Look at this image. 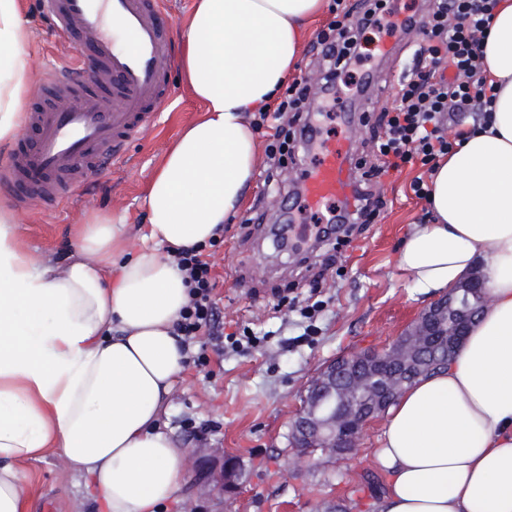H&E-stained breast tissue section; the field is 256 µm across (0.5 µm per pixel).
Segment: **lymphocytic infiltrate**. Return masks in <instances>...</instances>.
I'll return each mask as SVG.
<instances>
[{
  "label": "lymphocytic infiltrate",
  "mask_w": 512,
  "mask_h": 512,
  "mask_svg": "<svg viewBox=\"0 0 512 512\" xmlns=\"http://www.w3.org/2000/svg\"><path fill=\"white\" fill-rule=\"evenodd\" d=\"M497 0H431L412 39V65L399 79L395 104L387 113L381 136L370 145L374 165L358 160L361 175L355 200L361 222H371L380 199L371 182L388 172L409 165L434 171L438 158L452 152L460 136L459 116L488 114L495 88L483 74V40L486 24ZM376 12L366 9L353 17L345 0H336V18L320 29L311 45L315 61L300 78L287 86L286 95L274 111L254 113L250 125L261 130L274 122L275 132L265 141L264 154L270 167L285 164L293 152L294 129L309 124L311 107L330 112L336 96L314 98L321 86L336 82L341 66L354 57L361 30L375 24ZM173 258L184 274L189 301L175 325L186 342L213 333L217 286L212 265L201 245L175 249Z\"/></svg>",
  "instance_id": "1"
}]
</instances>
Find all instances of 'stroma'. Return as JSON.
I'll return each instance as SVG.
<instances>
[{"instance_id":"obj_1","label":"stroma","mask_w":512,"mask_h":512,"mask_svg":"<svg viewBox=\"0 0 512 512\" xmlns=\"http://www.w3.org/2000/svg\"><path fill=\"white\" fill-rule=\"evenodd\" d=\"M16 2L27 21L26 52L33 79L50 67L74 66V51L51 36L35 0ZM411 56L407 50L394 65H379L376 90L356 103L367 121L348 126L330 122L331 138L348 139L353 158H360L365 143L379 132L378 119L392 106V88ZM171 97L156 125L130 145L113 172L94 176L86 195L73 197L64 208L37 210L17 220L16 245L23 253L65 267L78 257L73 247L77 226L94 213L122 225L129 248H138L149 222L145 199L152 178L183 130L204 114L183 68L171 76ZM266 168L265 161H257L254 179L237 215L224 227V242L213 262L226 332L247 327L267 337L243 353L212 357L205 369L186 368L167 417L169 428L186 447L223 449L225 460L235 466L236 489L221 497L209 494L197 485L191 464L182 500L169 504L166 512H323L333 503L347 512H375L376 499L362 475L377 469L383 418L365 427L349 459H297L289 424L306 384L321 365L392 342L425 307L395 258L428 205L410 191L416 169L382 177L377 190L385 206L376 222L364 225L350 246H337L332 239L321 243L303 263L274 251L266 237L268 225L281 219L277 204H257L269 190ZM316 276L325 306L317 321L319 333L308 337L294 315L276 309V294L302 287ZM26 476L38 495L37 512H91L84 480L57 456L31 464Z\"/></svg>"}]
</instances>
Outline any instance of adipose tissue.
Wrapping results in <instances>:
<instances>
[{
	"mask_svg": "<svg viewBox=\"0 0 512 512\" xmlns=\"http://www.w3.org/2000/svg\"><path fill=\"white\" fill-rule=\"evenodd\" d=\"M323 2L199 0L184 65L205 114L156 172L134 254L98 216L59 270L18 249L0 210V512H32L24 469L49 454L99 512H164L182 497L188 450L163 417L186 369L174 327L188 290L161 250L207 244L240 208L256 165L246 115L269 108ZM26 38L15 0H0V142L33 89ZM484 52L490 118L438 163L434 220L415 225L398 267L425 297L482 268L489 301L448 366L390 406L377 512H512V0H499Z\"/></svg>",
	"mask_w": 512,
	"mask_h": 512,
	"instance_id": "obj_1",
	"label": "adipose tissue"
}]
</instances>
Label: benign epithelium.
Masks as SVG:
<instances>
[{
	"label": "benign epithelium",
	"mask_w": 512,
	"mask_h": 512,
	"mask_svg": "<svg viewBox=\"0 0 512 512\" xmlns=\"http://www.w3.org/2000/svg\"><path fill=\"white\" fill-rule=\"evenodd\" d=\"M487 301L483 274L476 271L426 306L388 347L326 363L308 385L293 421V446L304 455L321 448L333 458L347 455L363 428L384 414L401 391L403 381L392 360L406 366L418 355H431L429 371L446 366L448 345H459L473 314ZM190 455L201 469L203 488L219 495L233 489L230 468L217 467L202 448L190 449Z\"/></svg>",
	"instance_id": "1"
}]
</instances>
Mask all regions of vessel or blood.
<instances>
[{"instance_id":"obj_1","label":"vessel or blood","mask_w":512,"mask_h":512,"mask_svg":"<svg viewBox=\"0 0 512 512\" xmlns=\"http://www.w3.org/2000/svg\"><path fill=\"white\" fill-rule=\"evenodd\" d=\"M55 31L78 56L76 68L44 75L48 102H30L23 134L0 177L17 209H59L88 186L92 171L111 170L129 144L154 123L171 100L175 23L162 0H40ZM346 143L323 145L304 164L299 197L281 200L289 219L288 245L308 244V227L294 223L298 209H328L342 221L353 192Z\"/></svg>"}]
</instances>
